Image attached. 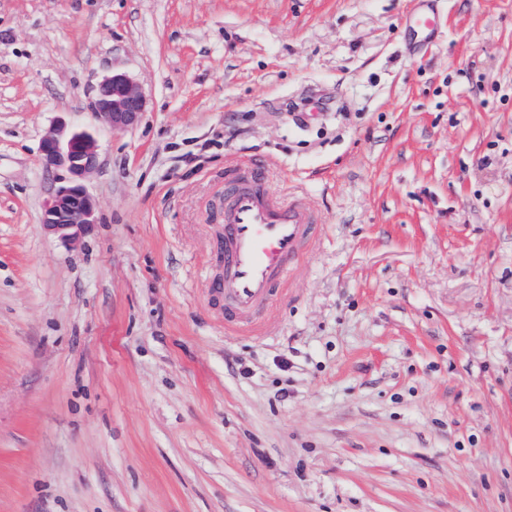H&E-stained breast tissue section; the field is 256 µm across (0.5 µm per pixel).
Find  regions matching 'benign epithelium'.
Masks as SVG:
<instances>
[{
  "label": "benign epithelium",
  "instance_id": "1",
  "mask_svg": "<svg viewBox=\"0 0 512 512\" xmlns=\"http://www.w3.org/2000/svg\"><path fill=\"white\" fill-rule=\"evenodd\" d=\"M146 106L141 88L123 72L104 76L94 87L93 116L114 131L136 126ZM40 154L46 169H63L68 174L46 200L42 224L76 249L82 245L87 227L98 221L97 202L86 188L88 177L99 165L96 139L91 132L60 121L43 135Z\"/></svg>",
  "mask_w": 512,
  "mask_h": 512
}]
</instances>
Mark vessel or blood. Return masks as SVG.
<instances>
[{
  "mask_svg": "<svg viewBox=\"0 0 512 512\" xmlns=\"http://www.w3.org/2000/svg\"><path fill=\"white\" fill-rule=\"evenodd\" d=\"M233 186L224 207L221 288L224 320L238 325L251 322L273 299L305 256L319 220L305 197L275 192L266 168L251 169Z\"/></svg>",
  "mask_w": 512,
  "mask_h": 512,
  "instance_id": "vessel-or-blood-1",
  "label": "vessel or blood"
}]
</instances>
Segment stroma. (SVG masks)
Listing matches in <instances>:
<instances>
[{"mask_svg": "<svg viewBox=\"0 0 512 512\" xmlns=\"http://www.w3.org/2000/svg\"><path fill=\"white\" fill-rule=\"evenodd\" d=\"M432 4L0 0V512H512V0ZM59 120L99 145L77 250ZM264 163L321 224L230 335L224 169ZM146 106L141 88L123 72L112 71L94 87L93 116L112 131L136 126ZM40 154L47 170L63 169L68 174L46 200L42 224L49 233L76 249L82 245L87 227L98 221L97 202L86 188L88 177L99 165L96 139L91 132L60 121L43 135Z\"/></svg>", "mask_w": 512, "mask_h": 512, "instance_id": "35a3bbf8", "label": "stroma"}]
</instances>
